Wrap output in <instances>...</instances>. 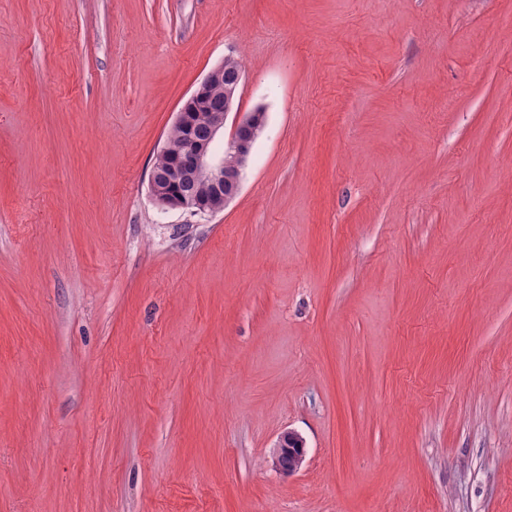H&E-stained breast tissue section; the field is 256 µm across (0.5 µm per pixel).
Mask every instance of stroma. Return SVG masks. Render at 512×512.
I'll return each instance as SVG.
<instances>
[{"instance_id": "35a3bbf8", "label": "stroma", "mask_w": 512, "mask_h": 512, "mask_svg": "<svg viewBox=\"0 0 512 512\" xmlns=\"http://www.w3.org/2000/svg\"><path fill=\"white\" fill-rule=\"evenodd\" d=\"M0 512H512V0H0ZM224 68L227 73L232 74L237 69L241 70V65L237 60L229 57L206 74L188 98L185 106L176 115L174 124L182 129L181 139L178 142L165 140L159 150L162 154L168 155L171 160L165 167L153 166L150 172V193L161 209H181L193 215L215 213L223 210L240 190L242 169L250 156L254 140L256 141L262 129L265 112L255 110L235 119L233 133L227 143V147L235 153L238 160L237 165L232 169V157L225 154L224 147L222 151L218 150L217 143L219 135L224 133V124L233 106V95L239 89L243 74L240 71L237 73L232 91L228 93L226 87L229 82L224 81ZM214 85L224 86V93L218 89H212L209 108L213 110L223 103L224 108L210 112L209 126L207 111L200 112L196 117L195 128L193 114L187 112V107L188 105L205 106L208 103L205 94ZM207 127L209 129L207 137L200 139L196 129L199 134L204 135ZM224 163H227L228 170H232H226ZM203 176L206 178L202 179ZM188 181L199 183L198 194L194 197L183 195L197 193L196 184H185ZM180 186H182V194L175 195L173 192L179 190Z\"/></svg>"}]
</instances>
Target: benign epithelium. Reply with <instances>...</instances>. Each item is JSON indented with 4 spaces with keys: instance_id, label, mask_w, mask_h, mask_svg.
<instances>
[{
    "instance_id": "benign-epithelium-1",
    "label": "benign epithelium",
    "mask_w": 512,
    "mask_h": 512,
    "mask_svg": "<svg viewBox=\"0 0 512 512\" xmlns=\"http://www.w3.org/2000/svg\"><path fill=\"white\" fill-rule=\"evenodd\" d=\"M224 85V65L210 70L190 95L187 105L177 113L175 125L182 129L177 142L165 141L160 152L170 157L162 168H152L149 177L150 193L162 209H181L193 215L215 213L234 199L241 185V174L255 140L257 128L265 121V113L249 112L234 122L233 133L227 147L238 160L234 169L224 167V152L218 150V137L224 132V124L233 106V94L225 93L224 108L210 112L209 133L201 139L196 134L193 114L187 106L207 104L205 94L212 86ZM188 181L199 183L198 194L186 197L174 194Z\"/></svg>"
}]
</instances>
